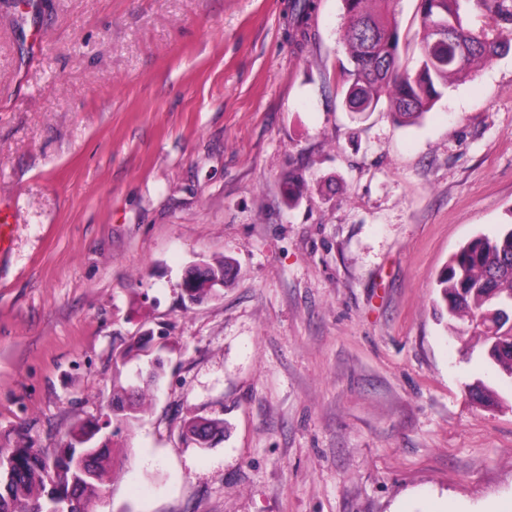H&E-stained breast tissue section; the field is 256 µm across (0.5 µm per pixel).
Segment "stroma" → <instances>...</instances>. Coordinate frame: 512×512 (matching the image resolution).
Here are the masks:
<instances>
[{"mask_svg":"<svg viewBox=\"0 0 512 512\" xmlns=\"http://www.w3.org/2000/svg\"><path fill=\"white\" fill-rule=\"evenodd\" d=\"M316 3L296 45L288 0H0V454L100 425L94 512H512V381L435 311L512 224V50L402 125L342 106V2ZM193 418L225 430L198 447ZM230 263L226 260L222 262H218L217 264H206V263H196L193 264L188 271L186 272L184 279L181 284V288L184 294L191 293L188 288H191L193 294L191 295L195 300L202 302L204 299L211 296L215 290L218 291V288L215 286L224 287V284L227 281V274L229 271ZM208 269V273L213 278H221L224 277V283L221 280H213L210 279V276L206 274ZM190 276L196 277L198 280H203L200 286L197 285V281H193L190 279ZM139 411L138 404L129 397L128 388L121 386L113 390L112 412L118 428H130L138 420Z\"/></svg>","mask_w":512,"mask_h":512,"instance_id":"stroma-1","label":"stroma"}]
</instances>
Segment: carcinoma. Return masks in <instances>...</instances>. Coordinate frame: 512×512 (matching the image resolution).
<instances>
[{
	"instance_id": "carcinoma-1",
	"label": "carcinoma",
	"mask_w": 512,
	"mask_h": 512,
	"mask_svg": "<svg viewBox=\"0 0 512 512\" xmlns=\"http://www.w3.org/2000/svg\"><path fill=\"white\" fill-rule=\"evenodd\" d=\"M394 0H342L341 39L349 64H340L336 93L350 112H373L388 101L395 119L408 124L426 114L448 88V83L469 76L478 62H486L508 46L503 32L475 31L465 18L470 7L497 15L512 24V4L507 0H419L421 21L420 66L413 74L400 70L399 27ZM315 0H291L292 42L310 35L309 24ZM446 21L466 52L435 46V23ZM440 302L448 315V328L460 336H476L484 354L512 378V320L500 313L512 310V226L489 237L479 235L464 245L452 264L438 279ZM492 313L495 337L474 328L470 319L477 313ZM112 412L117 426L131 427L139 414L138 404L121 387L112 394ZM12 473H0V512H46L50 494L73 496L89 504L99 495V481L110 460L108 444L93 441L87 448L61 450L69 455L50 491L45 456L34 448H15Z\"/></svg>"
}]
</instances>
